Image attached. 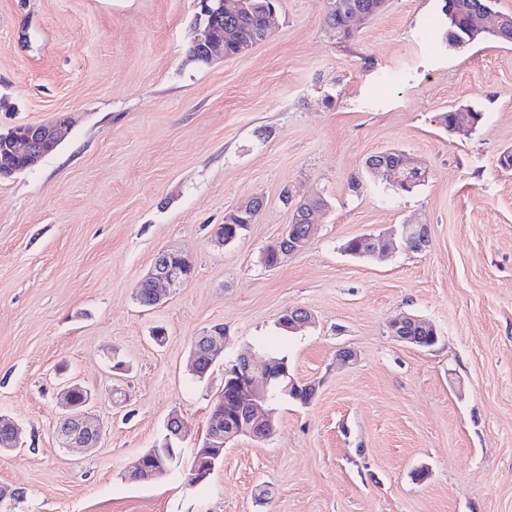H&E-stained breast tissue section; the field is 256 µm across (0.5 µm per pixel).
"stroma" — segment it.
Returning <instances> with one entry per match:
<instances>
[{
    "label": "stroma",
    "instance_id": "1",
    "mask_svg": "<svg viewBox=\"0 0 512 512\" xmlns=\"http://www.w3.org/2000/svg\"><path fill=\"white\" fill-rule=\"evenodd\" d=\"M195 3L0 0V130L71 120L56 151L0 179V414L24 428L0 452V488L21 495L16 512H512V44L441 46L442 0H388L348 40L327 0H277L267 40L202 66ZM460 105L482 123L445 131ZM392 149L427 171L413 192L366 171ZM255 195L246 235L216 245ZM315 195L319 236L264 267ZM404 224L428 225L424 250H343ZM171 248L194 276L143 307L135 288ZM297 307L314 323L281 334ZM403 313L439 342L395 338ZM216 323L226 356L276 351L317 392L279 402L269 438L228 444L192 487L224 374L195 379L189 351ZM69 377L100 395L90 452L55 436ZM174 413L189 430L174 472L127 482ZM410 325L413 327L420 326L424 328L429 326L427 321L419 318L418 316L413 314H402L390 322L389 328L392 332V335L402 342L410 343L413 345L429 346L424 340L420 339L419 336H434L433 332L436 334V331H422L420 334H416L417 336H409L404 331V328ZM434 338L437 340L438 336H434Z\"/></svg>",
    "mask_w": 512,
    "mask_h": 512
}]
</instances>
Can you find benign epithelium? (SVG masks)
<instances>
[{
  "label": "benign epithelium",
  "instance_id": "benign-epithelium-1",
  "mask_svg": "<svg viewBox=\"0 0 512 512\" xmlns=\"http://www.w3.org/2000/svg\"><path fill=\"white\" fill-rule=\"evenodd\" d=\"M197 12L194 16L196 37L191 50L200 52L207 61L224 56V45L214 36L213 21L224 14H238L249 11L248 0H196ZM473 19L490 17L493 28L507 27L512 24L511 16H504L493 9V0H477L472 9ZM69 128V123L63 119L44 124H34L24 135L10 136L0 147V177L9 176L16 172L18 162L25 167L37 166L45 156L44 146L47 143L58 144L62 141ZM307 203V224L300 234L285 232L268 245V248L278 252L282 249L288 254H295L307 248L309 243L319 234L326 207L323 198L313 196L303 199ZM429 239V229L426 224H404L401 227L400 240L406 243H416L425 247ZM186 253L178 249L165 250L160 253L144 281L152 288L154 306L163 303L169 291L179 288L187 282L185 266L174 263L177 258H183ZM313 323L312 314L304 308L288 310V321L285 329L299 332ZM428 327L427 321L413 315L403 314L392 320L389 328L398 340L413 345H426L418 336H409L404 331L407 326ZM224 325L217 323L195 338L190 347L191 362H196L200 356L209 357L212 363L222 362L224 377L234 387V398L238 406V414L232 420L224 421V429L211 426L209 429L207 447L219 456L224 452V444L238 435H246L254 440L268 438V426L271 423L273 411L268 406V396L271 382L275 379L273 372L277 362L261 354L243 352L234 357H224ZM81 394V400L75 399V394ZM60 412L56 435L65 448L98 447L103 436V425L94 413L96 396L91 390L76 380L68 382L59 393ZM0 421L9 424V430L0 436V452L18 448L22 444V429L7 416L1 415Z\"/></svg>",
  "mask_w": 512,
  "mask_h": 512
}]
</instances>
